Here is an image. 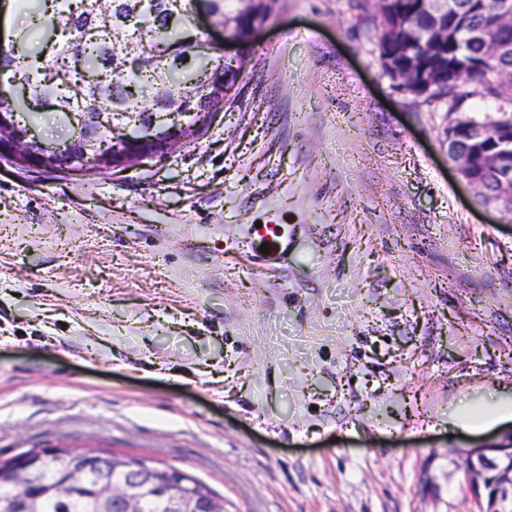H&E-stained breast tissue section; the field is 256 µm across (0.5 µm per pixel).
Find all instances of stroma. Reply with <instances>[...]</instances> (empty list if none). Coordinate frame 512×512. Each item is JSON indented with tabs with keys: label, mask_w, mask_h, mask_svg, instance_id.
I'll list each match as a JSON object with an SVG mask.
<instances>
[{
	"label": "stroma",
	"mask_w": 512,
	"mask_h": 512,
	"mask_svg": "<svg viewBox=\"0 0 512 512\" xmlns=\"http://www.w3.org/2000/svg\"><path fill=\"white\" fill-rule=\"evenodd\" d=\"M371 7L278 0L200 139L116 173L0 159V457L189 471L224 512H474L450 421L512 403V214ZM282 224L276 263L256 223ZM376 8V13L379 18V33L383 35L386 32H389L393 25L397 23V21L394 18L386 17L382 10H381V4L384 3L382 0H374L372 1ZM382 41L386 47V49H383L381 52L380 57L382 55L387 53V56L391 58V64L395 65L398 63H401L407 59L410 58L409 51H412L413 53H418L419 48L413 47H400L396 40V36L394 34H384ZM385 74L391 78L404 93L407 88L421 90L423 92L422 98L437 87L458 82L452 70H448V74L446 75L437 68L424 69L417 65L407 66L393 70L390 74Z\"/></svg>",
	"instance_id": "1"
}]
</instances>
